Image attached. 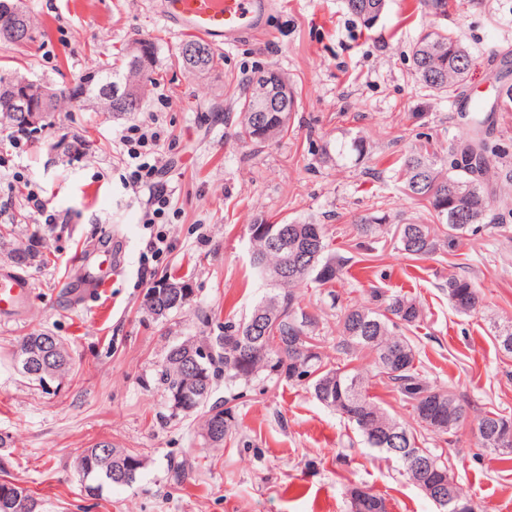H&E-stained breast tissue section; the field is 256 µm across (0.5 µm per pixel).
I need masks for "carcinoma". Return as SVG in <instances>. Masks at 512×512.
I'll list each match as a JSON object with an SVG mask.
<instances>
[{"label": "carcinoma", "mask_w": 512, "mask_h": 512, "mask_svg": "<svg viewBox=\"0 0 512 512\" xmlns=\"http://www.w3.org/2000/svg\"><path fill=\"white\" fill-rule=\"evenodd\" d=\"M385 5L386 0H346L348 11L366 22L378 18ZM145 46L148 57L144 61L151 68L155 63V47L151 42ZM144 61L129 52L124 55L122 72L117 73L110 67L100 69L69 90L68 96L79 98L86 92L99 90L102 83L116 79L122 82V91L136 102L132 111L138 112L148 94V87L142 81ZM412 64L424 87L453 98L464 91L471 58L457 39L432 30L415 44ZM511 76L508 70L499 75L504 89L491 105L477 102L469 108L473 113L470 134L465 140L449 145L447 156L439 158L420 149L405 159L402 166L405 193L425 202L429 216L441 224L439 228L417 221L400 225V248L411 258L424 259L443 247H454L474 225L483 223L491 210L496 195L483 178V168L492 148L486 138L488 118L481 113L512 112ZM264 97L262 86L252 84L239 102V137L245 143L258 146L288 132V119L296 106L294 95L281 102L279 111L263 113L264 138L255 137V111L263 106ZM461 155L474 159L475 165L459 164ZM454 211L463 214L466 222L451 221ZM388 223L386 214L370 215L356 225V233L360 237H377L384 234ZM249 244L251 265L257 276L267 282L268 291L244 320L224 323V335L206 344L208 358L203 379H195L191 365V358L200 352L199 347L186 342L169 349L160 376L169 403H174L177 393L191 380L201 388L199 404L193 406L196 410L208 401L221 375L224 382L231 384L247 381L261 372L284 375L297 382L307 379L311 381L317 400L336 409L358 428L369 447L385 452L398 463L402 475L411 478L403 450L415 447V436L405 423L385 411L370 395V379L351 369L330 367L324 364L318 352L301 353L295 347L296 336L310 335L315 327V317L299 305L295 289L308 279L320 287L330 286L344 269L345 260L328 253L325 225L307 220L284 224H268L262 220L251 225ZM443 287L448 289V299L460 313H470L482 302L475 283L466 276H450ZM383 303L382 307L352 306L344 311L339 350L345 355L357 351L372 354L378 376L393 383L411 403L421 426L441 433L458 429L467 418V409L449 391L432 389L422 381L413 345L407 337L397 333L402 326L416 327L421 323L422 305L404 294H393L383 299ZM259 320L264 321L267 335H249V324ZM36 350L50 352L54 373L68 369L69 354L63 343L58 340L56 345L45 349L38 335L22 339L16 358L23 361ZM475 431L479 449L502 461H512V449L500 450L487 442L491 435L512 437L511 420L489 412L477 420ZM420 452L433 464L426 481L417 483L425 492L426 482H446L450 473L439 456L426 448ZM143 465L139 454L114 448L109 443L86 448L78 458L79 472L86 481L84 489L93 496L105 483L131 485ZM355 490L354 486L347 489L351 512H387L386 499L373 493L370 499L374 506L360 508L354 498Z\"/></svg>", "instance_id": "cac0c4a2"}]
</instances>
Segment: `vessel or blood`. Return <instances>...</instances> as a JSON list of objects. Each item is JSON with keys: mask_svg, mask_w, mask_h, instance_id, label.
I'll return each instance as SVG.
<instances>
[{"mask_svg": "<svg viewBox=\"0 0 512 512\" xmlns=\"http://www.w3.org/2000/svg\"><path fill=\"white\" fill-rule=\"evenodd\" d=\"M277 0H159L158 11L178 35H188L215 46H232L247 35L266 31L267 19ZM109 248H102L95 260H83L89 290L101 292L109 279L102 276V263H115ZM31 286L23 277L0 270V318L16 314L29 300Z\"/></svg>", "mask_w": 512, "mask_h": 512, "instance_id": "obj_1", "label": "vessel or blood"}]
</instances>
